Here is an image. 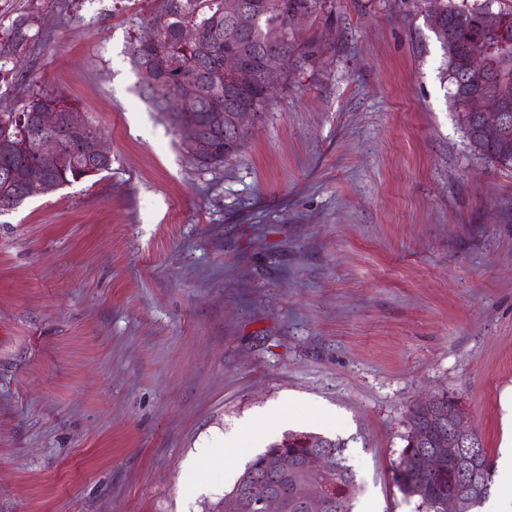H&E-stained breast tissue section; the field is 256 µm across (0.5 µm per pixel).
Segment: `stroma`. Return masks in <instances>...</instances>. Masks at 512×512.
Returning <instances> with one entry per match:
<instances>
[{
    "mask_svg": "<svg viewBox=\"0 0 512 512\" xmlns=\"http://www.w3.org/2000/svg\"><path fill=\"white\" fill-rule=\"evenodd\" d=\"M326 5L202 171L130 62L158 0H41L0 110L62 94L112 167L0 214V512H209L289 430L347 440L354 512H425L394 475L443 393L498 459L512 171L466 138L423 0Z\"/></svg>",
    "mask_w": 512,
    "mask_h": 512,
    "instance_id": "35a3bbf8",
    "label": "stroma"
}]
</instances>
